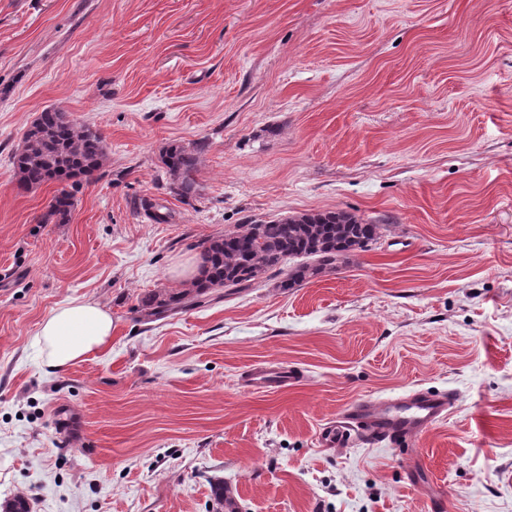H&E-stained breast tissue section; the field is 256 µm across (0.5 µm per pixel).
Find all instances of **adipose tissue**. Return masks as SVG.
<instances>
[{"label": "adipose tissue", "instance_id": "1", "mask_svg": "<svg viewBox=\"0 0 512 512\" xmlns=\"http://www.w3.org/2000/svg\"><path fill=\"white\" fill-rule=\"evenodd\" d=\"M112 340V316L92 301L71 300L43 319L37 342L55 370L104 351Z\"/></svg>", "mask_w": 512, "mask_h": 512}]
</instances>
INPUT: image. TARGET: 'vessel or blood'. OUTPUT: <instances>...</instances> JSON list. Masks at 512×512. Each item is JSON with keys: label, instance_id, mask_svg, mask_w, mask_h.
Here are the masks:
<instances>
[{"label": "vessel or blood", "instance_id": "1", "mask_svg": "<svg viewBox=\"0 0 512 512\" xmlns=\"http://www.w3.org/2000/svg\"><path fill=\"white\" fill-rule=\"evenodd\" d=\"M299 375L292 369L256 368L246 376L253 390L283 389L295 385ZM453 392L415 389L383 399H360L351 404L336 424L321 434L336 447L361 441L406 446L446 418L454 406Z\"/></svg>", "mask_w": 512, "mask_h": 512}]
</instances>
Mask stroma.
<instances>
[{
	"mask_svg": "<svg viewBox=\"0 0 512 512\" xmlns=\"http://www.w3.org/2000/svg\"><path fill=\"white\" fill-rule=\"evenodd\" d=\"M51 107L107 152L64 224L12 164ZM200 141L183 199L161 156ZM338 210L380 230L335 270L142 322L204 241ZM73 299L112 346L55 371ZM415 387L456 403L413 454L322 444ZM217 480L239 512H512V0H0V503L211 512ZM36 336L47 366L59 371L107 349L112 315L99 303L71 300L43 319ZM299 374L292 369L256 368L246 376V383L252 390L283 389L299 381Z\"/></svg>",
	"mask_w": 512,
	"mask_h": 512,
	"instance_id": "obj_1",
	"label": "stroma"
}]
</instances>
